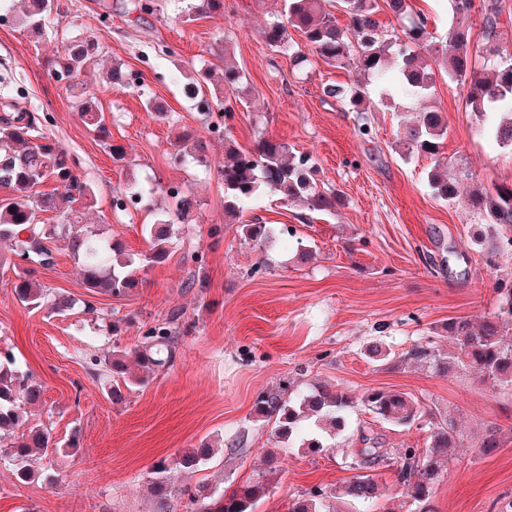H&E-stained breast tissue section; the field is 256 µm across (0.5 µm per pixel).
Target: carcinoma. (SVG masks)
Listing matches in <instances>:
<instances>
[{
    "label": "carcinoma",
    "instance_id": "obj_1",
    "mask_svg": "<svg viewBox=\"0 0 512 512\" xmlns=\"http://www.w3.org/2000/svg\"><path fill=\"white\" fill-rule=\"evenodd\" d=\"M22 9L15 15L20 27L35 39L47 35L46 21L53 12L54 0H21ZM282 8L274 12L261 31L268 49L286 53L299 69L311 68L321 60L331 66H356L367 78L375 79L376 95L370 97L360 83L328 82L322 94L341 103L349 112H369L375 107H388L399 95L412 102L434 94L436 75L462 85L465 110L486 118L483 132L500 148L512 151V55L503 57L499 47V0H448L449 13L456 22L450 25L448 39L451 48L433 41L428 17L412 12L407 0H336L337 9L348 18L344 26L324 9V0H281ZM388 9L403 23L399 29L383 30L377 14ZM477 13L480 16L481 38L473 36L471 26L462 19ZM224 17V0H190L182 12L181 22L190 23L197 16ZM305 38V49L294 47L289 29ZM95 43L88 38L71 41L48 63L53 78L66 74L68 87L82 86L79 80L92 59ZM245 74L235 63L224 60L221 76L198 70L184 83L192 90L188 99L211 106L224 107V119L233 118V108L224 106L222 98L233 94L244 83ZM79 116L95 135L100 145L112 156L113 162L124 165L127 149L113 142L112 131L96 98L82 90L79 93ZM46 117L37 112H6L0 116V188L8 192L7 202L0 203V240L11 245L13 257L29 263L49 266L52 251L46 241L64 232L67 248L82 264L84 288L89 293H105L124 297L139 287L138 270L166 261L170 245L180 233L181 224L197 206L191 193L181 191L173 196L175 209L166 212L145 231L151 248L142 258L126 256L119 239L102 238L91 226L80 224L82 211L95 206L92 187L76 174L73 155L43 131ZM448 122L436 108H427L404 123L400 142L402 155L410 158L425 155L435 159V168L428 174V184L435 197L453 201L459 196V179L448 176V164L441 157L447 137ZM174 160L190 158L216 171L224 186V215L239 222L241 238L258 248L266 247L275 238L276 230L269 224L242 220L244 205L260 191L274 193L288 203H297L310 212H332L341 202L336 191L324 189L312 177V155L290 151L288 144L274 139L258 140L250 149L240 147L229 135H224V157L211 163L205 146L188 133H181L173 142ZM472 180L467 195L469 208L487 218L484 234L477 245L489 254L512 250V186L488 189ZM51 182L53 190L39 192L36 187ZM154 192V188L137 181L126 183L122 194L139 203ZM43 212H59L65 224H43ZM14 296L31 309L45 308L57 315L64 314L72 302L59 296L34 278L26 268L17 275ZM497 311L477 322L469 318H450L438 338H448L454 350L448 353L436 348V341L415 344L400 355L405 364L420 365L442 374L471 372L494 386L512 387V286L496 289ZM181 312L173 311L163 321L149 326L142 341L132 350H114L102 360L90 358V365L100 367L110 379L107 394L113 402L124 399L123 390L143 385L149 375L170 366L180 328ZM134 358L146 374L130 375L128 358ZM290 385L276 386L258 393L254 415L274 422L271 436L278 443L300 441L312 452H321L324 444L317 439L303 441L301 423L307 418L324 417L339 430L345 427L349 409L359 407L376 419L397 427H411L422 418L434 416L425 412L419 402L405 392L386 388H371L353 397L343 387L318 384L308 392L293 398L286 396ZM41 384L31 374L16 366L11 350L0 349V433L15 434L6 446V454L14 461L15 480L27 484L35 473L29 459L38 453L44 457L59 451L50 432L30 424L31 409L42 403ZM362 448L342 451L348 468L359 470L341 487V495L361 501L377 497L378 485L370 470L393 461L397 480L404 496L420 508L430 509L436 482L442 466L461 446L451 418L433 424L426 452L404 448L392 458L386 449L366 435H361ZM503 446L501 428L489 426L482 436L480 451L488 456ZM215 454V448L204 445L192 448L177 459L183 470L195 469ZM276 456H271L265 471L266 479L240 484L230 491L214 493L207 489L199 495H189L185 512H254L256 503L265 496L277 476ZM154 477L149 491L156 502L166 506L177 495L170 468L162 459L153 466ZM332 492L310 489L288 501V512H329L327 503Z\"/></svg>",
    "mask_w": 512,
    "mask_h": 512
}]
</instances>
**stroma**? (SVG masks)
Wrapping results in <instances>:
<instances>
[{
    "label": "stroma",
    "mask_w": 512,
    "mask_h": 512,
    "mask_svg": "<svg viewBox=\"0 0 512 512\" xmlns=\"http://www.w3.org/2000/svg\"><path fill=\"white\" fill-rule=\"evenodd\" d=\"M275 3L224 0L223 17L183 24L180 0H157L151 14L125 13L122 0H57L41 43L18 24L0 27V105L46 115L45 133L77 159L78 175L96 195L87 223L120 239L137 259L150 248L144 225L166 209L168 183L181 184L199 202L168 259L140 268L141 285L126 297L89 294L78 261L58 237L48 242L53 265L37 268L36 276L72 297L65 315L17 302V270L0 265V348L12 350L20 369L42 384L44 399L31 421L61 444L55 455L33 460L36 476L26 484L16 483L11 462L0 456V512H184L179 497L160 510L148 490L150 469L206 442L215 455L195 471L175 473L176 489L223 490L255 480L274 443L271 423L253 413L254 400L285 380L298 394L317 383L353 395L387 387L450 415L463 445L435 485L431 512H505L512 504V439L490 456L478 448L488 425L512 427V389L399 360L448 319L492 313L497 281H512V255L487 264L474 243L485 216L432 195L427 174L434 161L402 158L397 112L378 108L360 116L323 97L325 82L359 80L355 68L320 64L298 74L287 55L266 47L260 31ZM106 10L112 18L103 25L98 18ZM85 36L98 51L84 81L115 141L128 150L125 167L113 163L79 120L76 91L48 74L47 63L63 43ZM228 57L247 76L230 99L231 137L244 147L272 138L294 153H311L319 186L343 198L335 212L316 215L266 191L255 196L245 220L278 231L261 250L243 242L238 225L225 223L224 188L215 175L172 157V143L185 128L205 139L210 159L223 156V139L207 131L211 116L183 95L181 79L202 63L221 73ZM116 61L138 73L144 91L105 82ZM151 95L167 102L172 121L146 112ZM430 103L448 119L444 157L486 187L512 185V152L478 134L479 119L466 111L462 88L437 76ZM363 121L370 135H360ZM131 179L154 192L131 214H114L112 197ZM214 225L219 234H211ZM301 243L315 251L303 265L294 261ZM193 251L203 254L202 262L187 260ZM191 278L204 288H186ZM173 310L183 313L175 362L127 391L123 402H112L88 358L136 347L148 326ZM115 321L120 332L114 336L107 326ZM375 342L390 351L387 362L365 356ZM347 421L334 448L280 451L279 476L255 512H287L289 499L311 487L347 484L354 473L341 451L358 447L360 433L377 437L393 455L429 445L425 426H392L358 409ZM377 480L380 495L373 502L341 496L331 500L330 512H419L404 501L393 469L380 468Z\"/></svg>",
    "instance_id": "stroma-1"
}]
</instances>
